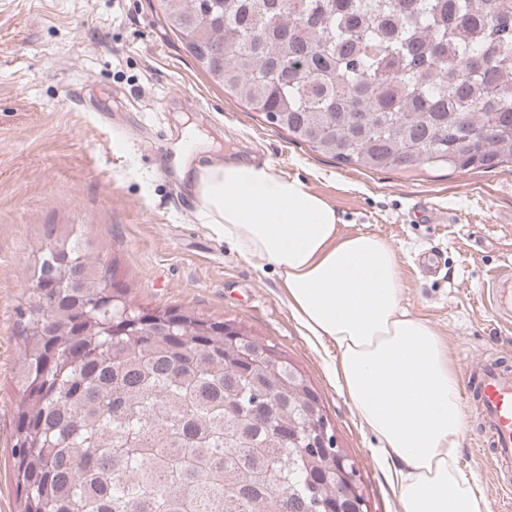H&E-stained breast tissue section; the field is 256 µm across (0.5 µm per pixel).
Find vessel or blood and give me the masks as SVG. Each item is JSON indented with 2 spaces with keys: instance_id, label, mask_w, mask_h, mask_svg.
Here are the masks:
<instances>
[{
  "instance_id": "vessel-or-blood-1",
  "label": "vessel or blood",
  "mask_w": 512,
  "mask_h": 512,
  "mask_svg": "<svg viewBox=\"0 0 512 512\" xmlns=\"http://www.w3.org/2000/svg\"><path fill=\"white\" fill-rule=\"evenodd\" d=\"M484 302L500 322H512L511 268H502L491 276ZM468 389L481 408L495 459L512 464V372L494 364L483 365L472 371Z\"/></svg>"
}]
</instances>
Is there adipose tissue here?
I'll use <instances>...</instances> for the list:
<instances>
[{"label": "adipose tissue", "instance_id": "adipose-tissue-1", "mask_svg": "<svg viewBox=\"0 0 512 512\" xmlns=\"http://www.w3.org/2000/svg\"><path fill=\"white\" fill-rule=\"evenodd\" d=\"M180 169L199 223L272 264L299 323L337 349L341 386L394 465L403 512H489L459 467L464 415L448 349L402 310L397 253L374 234L341 236L335 208L269 163Z\"/></svg>", "mask_w": 512, "mask_h": 512}]
</instances>
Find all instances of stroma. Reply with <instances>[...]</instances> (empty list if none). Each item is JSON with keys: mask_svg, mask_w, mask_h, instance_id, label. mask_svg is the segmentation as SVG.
<instances>
[{"mask_svg": "<svg viewBox=\"0 0 512 512\" xmlns=\"http://www.w3.org/2000/svg\"><path fill=\"white\" fill-rule=\"evenodd\" d=\"M215 159L270 163L337 211L342 235L370 233L397 253L401 306L426 321L458 376L482 359L512 369V324L482 302L512 266V166L374 171L293 141L214 82L164 20L161 0H0V512H16L11 470L18 305L50 227H74L143 308L230 320L278 344L321 394L338 444L356 461L368 512H402L375 435L342 389L338 353L302 328L271 265L241 258L194 215L175 166L186 122ZM435 252L439 272L416 258ZM459 465L512 512V470L479 454L486 436L463 401Z\"/></svg>", "mask_w": 512, "mask_h": 512, "instance_id": "1", "label": "stroma"}]
</instances>
